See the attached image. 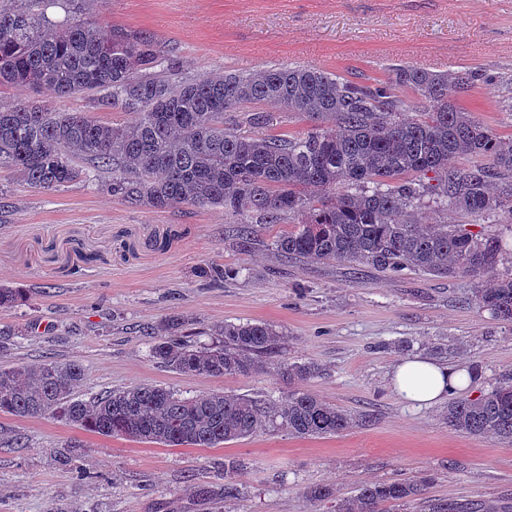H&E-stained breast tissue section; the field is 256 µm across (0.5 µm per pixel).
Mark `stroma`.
Segmentation results:
<instances>
[{
	"mask_svg": "<svg viewBox=\"0 0 512 512\" xmlns=\"http://www.w3.org/2000/svg\"><path fill=\"white\" fill-rule=\"evenodd\" d=\"M103 33H149L180 75L299 65L353 80L386 79L402 64L433 73L464 68L494 76L461 105L512 137V0H83ZM40 100L60 112L128 121L93 98ZM104 173L55 192L0 168V283L29 289L26 305L0 309L19 328L0 367L46 358L86 369L82 397L135 384H163L190 398L224 391L280 399L273 372L189 377L151 361L148 332L185 318L192 332L224 321L273 325L285 339L275 359L313 361L308 390L358 414L348 433L298 438L276 425L216 448H166L107 438L53 418L0 417L24 434L0 439V512H334L362 485L429 476L430 499L455 512H512V445L448 427L445 404L418 406L389 384L393 365L421 355L473 376L476 396L512 375V324L474 308L467 277L391 276L349 263L299 262L272 246L280 224L258 225L260 245L242 250L223 210L133 207L112 195ZM423 220H449L501 235V269H512V218L444 212L424 203ZM223 269L213 284L206 270ZM447 344V353L435 350ZM238 460L239 498L198 497L224 484ZM330 485L332 500L310 498Z\"/></svg>",
	"mask_w": 512,
	"mask_h": 512,
	"instance_id": "stroma-1",
	"label": "stroma"
}]
</instances>
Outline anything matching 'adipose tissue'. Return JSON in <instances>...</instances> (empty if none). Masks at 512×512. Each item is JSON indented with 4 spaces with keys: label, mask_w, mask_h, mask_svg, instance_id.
Listing matches in <instances>:
<instances>
[{
    "label": "adipose tissue",
    "mask_w": 512,
    "mask_h": 512,
    "mask_svg": "<svg viewBox=\"0 0 512 512\" xmlns=\"http://www.w3.org/2000/svg\"><path fill=\"white\" fill-rule=\"evenodd\" d=\"M471 382L467 372L421 356L400 361L390 377V384L401 400L419 405L440 402L447 398L449 389Z\"/></svg>",
    "instance_id": "obj_1"
}]
</instances>
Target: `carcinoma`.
Returning a JSON list of instances; mask_svg holds the SVG:
<instances>
[{
    "label": "carcinoma",
    "instance_id": "1",
    "mask_svg": "<svg viewBox=\"0 0 512 512\" xmlns=\"http://www.w3.org/2000/svg\"><path fill=\"white\" fill-rule=\"evenodd\" d=\"M0 5V86L21 85L60 98L88 95L120 108L128 122H101L84 112H58L33 98L0 103V165L29 187L51 191L89 175L112 174V195L156 210L220 207L238 225L245 248L254 225H295L273 242L299 260L356 263L383 272L417 271L477 281L470 301L512 323V274H500L497 240L459 224H419L428 199L472 216L512 218V138L494 134L459 101L492 78L474 70L433 74L409 66L374 83L302 66L248 73L226 70L175 79L180 62L160 54L144 32L106 36L80 13L62 22L27 6ZM406 87L423 111L402 118ZM272 102L315 122L307 133L255 134L268 114L248 105ZM464 156L488 158L460 167ZM336 191L329 198L327 193ZM29 299V289L0 284V307ZM187 322L170 318L151 329L153 361L185 376H247L266 368L283 333L264 322H228L200 345ZM292 385L321 375L314 362L273 364ZM86 370L75 361L42 360L0 369V414L59 417L95 434L165 447L214 448L276 424L298 438L336 436L356 426L350 412L300 388L269 404L224 391L184 398L171 388L139 384L75 396ZM448 426L472 437L512 444V378L476 398L448 402ZM224 459L220 495L241 493ZM430 478L383 481L336 504V512H386L422 499Z\"/></svg>",
    "mask_w": 512,
    "mask_h": 512
}]
</instances>
